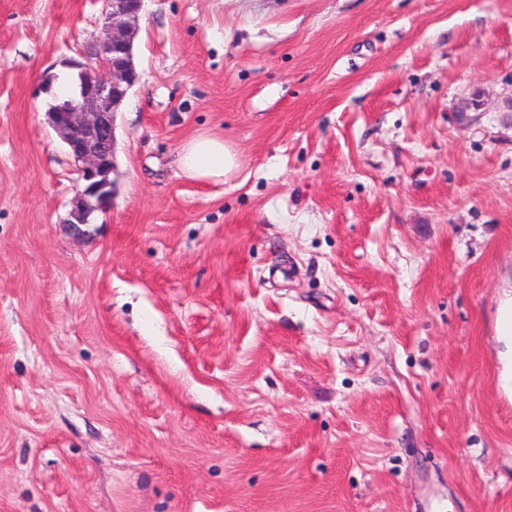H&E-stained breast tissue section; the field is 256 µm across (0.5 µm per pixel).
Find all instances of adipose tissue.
I'll use <instances>...</instances> for the list:
<instances>
[{"instance_id": "ef3b65f1", "label": "adipose tissue", "mask_w": 512, "mask_h": 512, "mask_svg": "<svg viewBox=\"0 0 512 512\" xmlns=\"http://www.w3.org/2000/svg\"><path fill=\"white\" fill-rule=\"evenodd\" d=\"M183 175L197 182H221L239 167L235 150L223 137L201 133L186 141L178 153Z\"/></svg>"}]
</instances>
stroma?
<instances>
[{
  "mask_svg": "<svg viewBox=\"0 0 512 512\" xmlns=\"http://www.w3.org/2000/svg\"><path fill=\"white\" fill-rule=\"evenodd\" d=\"M102 9L0 0V512H512V0H145L81 237ZM144 1L104 0L103 37L92 51L80 50L66 62L78 75V98L52 94L49 120L78 175L66 221L78 235L85 234L80 226L93 224L94 213L112 206L114 116L138 80L133 43ZM182 174L197 182H224L239 168L235 150L224 138L201 133L186 141L178 153ZM499 340L503 343L504 357L511 360V369L508 366L500 376V384L506 390H512V292L503 300L499 314Z\"/></svg>",
  "mask_w": 512,
  "mask_h": 512,
  "instance_id": "35a3bbf8",
  "label": "stroma"
}]
</instances>
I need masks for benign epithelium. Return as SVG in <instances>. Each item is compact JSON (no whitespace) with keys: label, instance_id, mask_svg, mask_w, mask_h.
Segmentation results:
<instances>
[{"label":"benign epithelium","instance_id":"1","mask_svg":"<svg viewBox=\"0 0 512 512\" xmlns=\"http://www.w3.org/2000/svg\"><path fill=\"white\" fill-rule=\"evenodd\" d=\"M103 37L91 51H78L67 60L76 71L79 96L53 94L48 116L67 148L76 171L77 187L67 224L83 235L82 227L96 212L112 206L114 116L138 80L133 43L144 0H104Z\"/></svg>","mask_w":512,"mask_h":512}]
</instances>
